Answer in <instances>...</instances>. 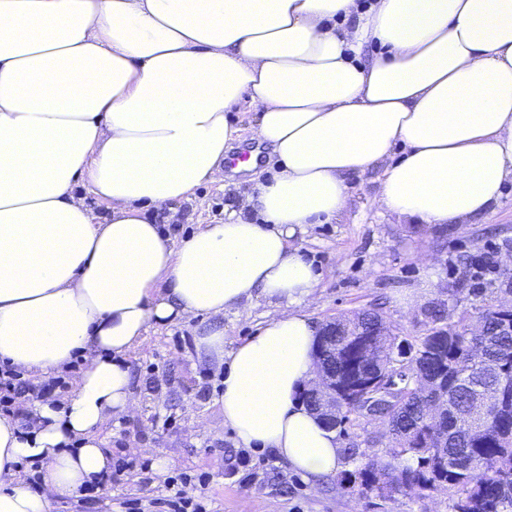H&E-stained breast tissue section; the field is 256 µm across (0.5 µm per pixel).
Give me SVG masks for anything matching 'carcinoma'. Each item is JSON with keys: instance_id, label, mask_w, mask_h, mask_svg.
<instances>
[{"instance_id": "cac0c4a2", "label": "carcinoma", "mask_w": 512, "mask_h": 512, "mask_svg": "<svg viewBox=\"0 0 512 512\" xmlns=\"http://www.w3.org/2000/svg\"><path fill=\"white\" fill-rule=\"evenodd\" d=\"M479 317L480 333L468 335V312L433 308L422 335L399 339L374 335L381 315L365 309L351 318V335L318 337V357L336 363V419L325 420L331 429L367 419L366 405L384 387V374L400 370L404 375L378 410L388 431L386 454L344 449L354 469L344 471L341 480L358 485L360 495L382 488L389 498L402 494L422 500L443 489L448 512H503V500L512 499V334L502 330L512 313L488 306ZM401 342L410 351L404 364L397 353ZM505 376L501 404L492 405L472 427L464 416L474 396L497 390ZM431 379L448 383L455 407L437 425L426 420L429 397L420 387Z\"/></svg>"}]
</instances>
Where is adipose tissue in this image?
Here are the masks:
<instances>
[{"label":"adipose tissue","instance_id":"adipose-tissue-1","mask_svg":"<svg viewBox=\"0 0 512 512\" xmlns=\"http://www.w3.org/2000/svg\"><path fill=\"white\" fill-rule=\"evenodd\" d=\"M246 97L276 171L255 172L223 223L171 238L156 217L223 181L240 138L227 113ZM376 166L382 206L421 224L499 200L512 0H0V364L86 363L30 425L0 415V512H49L111 475L98 431L136 405L129 353L197 316L239 445L336 471L337 435L300 397L320 274L290 239L341 216L347 176ZM260 296L283 312L225 350V311ZM34 464L37 490L21 477Z\"/></svg>","mask_w":512,"mask_h":512}]
</instances>
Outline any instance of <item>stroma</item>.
<instances>
[{"mask_svg":"<svg viewBox=\"0 0 512 512\" xmlns=\"http://www.w3.org/2000/svg\"><path fill=\"white\" fill-rule=\"evenodd\" d=\"M257 112L243 99L230 112L242 130L239 148L257 153L258 168L273 169L265 145L253 137ZM225 182L201 187L164 222L172 237L224 221V210L249 187V169L226 167ZM381 168L347 179L349 206L340 219L305 224L292 240L318 272L315 301L307 308L316 324L348 318L363 309L382 314L394 332L417 336L428 326L426 312L439 305L474 311L512 301V184L498 204L454 230L422 231L389 215L379 203ZM492 254L493 271L478 273L474 255ZM282 306L260 299L247 315L224 314V346L235 347L278 317ZM207 318L195 317L150 329L128 358L139 407L99 430L114 457L132 461L116 471L94 508L76 497L54 503L51 512H122L124 500L173 495L174 477L188 473L185 490L207 512H447L448 496L425 500L401 494L378 501L361 497L338 474L307 479L273 454L241 449L224 423L221 368L200 362L194 338Z\"/></svg>","mask_w":512,"mask_h":512,"instance_id":"1","label":"stroma"}]
</instances>
